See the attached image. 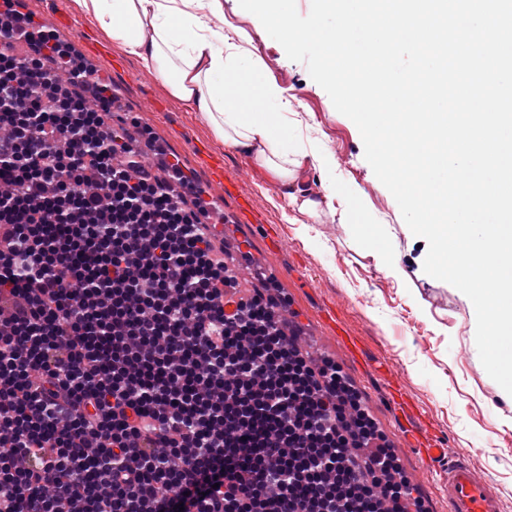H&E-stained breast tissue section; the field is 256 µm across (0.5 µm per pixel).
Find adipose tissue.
<instances>
[{"label": "adipose tissue", "mask_w": 512, "mask_h": 512, "mask_svg": "<svg viewBox=\"0 0 512 512\" xmlns=\"http://www.w3.org/2000/svg\"><path fill=\"white\" fill-rule=\"evenodd\" d=\"M176 98L201 112L216 138L249 153L273 176L290 205L318 214L321 202L301 188L307 168L330 169L331 154L289 143L283 118L288 90L262 78L263 62L242 33L224 30V0H75Z\"/></svg>", "instance_id": "obj_1"}]
</instances>
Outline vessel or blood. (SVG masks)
Returning a JSON list of instances; mask_svg holds the SVG:
<instances>
[{
    "mask_svg": "<svg viewBox=\"0 0 512 512\" xmlns=\"http://www.w3.org/2000/svg\"><path fill=\"white\" fill-rule=\"evenodd\" d=\"M198 161L211 172L212 185L220 196H227L236 185L235 179L224 173L221 159L205 149H197ZM319 316L333 331L337 345L350 360L365 364V347L360 337L350 334L336 319V309L323 307ZM385 384V393L400 422L406 423L407 439L413 449L427 462L445 467V487L448 512H501L500 500L493 485L478 474L464 458L452 455L430 431L426 415L401 386L400 378L392 368L379 372Z\"/></svg>",
    "mask_w": 512,
    "mask_h": 512,
    "instance_id": "obj_1",
    "label": "vessel or blood"
}]
</instances>
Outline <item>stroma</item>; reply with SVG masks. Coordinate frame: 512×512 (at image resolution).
<instances>
[{"label":"stroma","instance_id":"stroma-1","mask_svg":"<svg viewBox=\"0 0 512 512\" xmlns=\"http://www.w3.org/2000/svg\"><path fill=\"white\" fill-rule=\"evenodd\" d=\"M25 6L49 25L57 16H68L72 29L59 32L66 42L82 37L110 43L120 68L100 61L94 67L111 82L121 111L137 115L202 187H209L210 179L195 161L194 145H206L223 157L225 174L238 180L236 196L225 198L222 206L227 250L247 253L259 280H273L285 295L317 357L343 368L363 394L402 474L419 487L430 512H446L443 480L430 475L425 460L402 439L373 367L386 364L398 370L436 436L453 452H465L474 469L499 488L504 512H512V396L480 361L474 306L457 288L425 273L427 241L410 231L394 197L366 161L358 128L334 108L306 64L288 59L283 47L239 10L236 0H224L225 29L245 30L249 49L263 60L266 76L288 90V138L326 148L334 157L331 172H307L305 191L323 197L325 184L332 181L340 191L357 193L353 209L337 199L316 220L289 206L271 176L217 139L200 113L174 97L138 58L111 43L105 31L75 9L73 0H25ZM157 101L162 111H153ZM240 196L250 200L258 223H235L233 209ZM271 230L282 239L276 251L267 245ZM324 304L335 305L337 319L362 338L370 368L356 366L344 355L318 318Z\"/></svg>","mask_w":512,"mask_h":512}]
</instances>
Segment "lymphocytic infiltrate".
Listing matches in <instances>:
<instances>
[{
	"mask_svg": "<svg viewBox=\"0 0 512 512\" xmlns=\"http://www.w3.org/2000/svg\"><path fill=\"white\" fill-rule=\"evenodd\" d=\"M20 0L0 27V512H404L336 364H309L231 272L136 118Z\"/></svg>",
	"mask_w": 512,
	"mask_h": 512,
	"instance_id": "1",
	"label": "lymphocytic infiltrate"
}]
</instances>
